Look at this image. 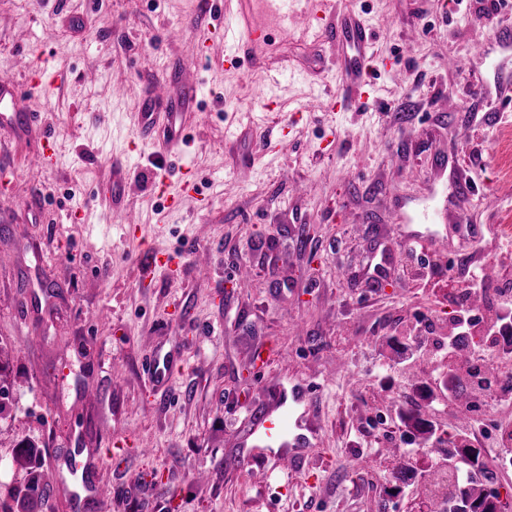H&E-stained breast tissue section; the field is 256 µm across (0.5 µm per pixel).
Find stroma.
I'll return each instance as SVG.
<instances>
[{
	"instance_id": "stroma-1",
	"label": "stroma",
	"mask_w": 512,
	"mask_h": 512,
	"mask_svg": "<svg viewBox=\"0 0 512 512\" xmlns=\"http://www.w3.org/2000/svg\"><path fill=\"white\" fill-rule=\"evenodd\" d=\"M335 3L374 26L371 92L320 111L313 97L341 93L333 42L288 24L237 49L239 69L220 41L193 57L195 39L247 24L243 0H0V72L39 67L57 86L24 90L38 124L0 131V485L27 482L11 467L26 439L52 512H76V483L59 471L75 448L103 461L88 476L105 512H409L418 486H395L388 451L414 440L429 467L460 409L424 405L433 358L396 363L394 350L416 329L451 331L462 308L441 282L496 270L512 289V111H494L512 73L495 77L472 51L512 27V2ZM169 64L173 91L204 93L184 114L189 146L163 158L138 139L137 112ZM47 132L56 153L31 169ZM117 156L129 170L121 216ZM187 176L196 192L170 207ZM477 226L474 254L459 256V233ZM403 233L421 250L403 251ZM154 251L181 253L174 276L141 278ZM172 350L181 357L156 386L149 364ZM386 362L393 391L374 381ZM291 379L319 388L310 456L286 477L269 458L223 468L243 453L247 413L269 411ZM423 407L432 431L409 433L403 415Z\"/></svg>"
}]
</instances>
